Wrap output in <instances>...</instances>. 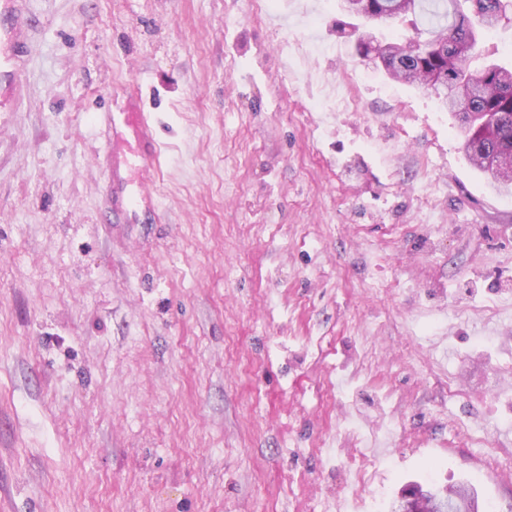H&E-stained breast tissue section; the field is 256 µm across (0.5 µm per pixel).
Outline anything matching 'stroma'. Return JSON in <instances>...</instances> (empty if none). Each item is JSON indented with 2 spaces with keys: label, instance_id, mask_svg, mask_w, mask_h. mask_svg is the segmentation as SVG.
<instances>
[{
  "label": "stroma",
  "instance_id": "obj_1",
  "mask_svg": "<svg viewBox=\"0 0 512 512\" xmlns=\"http://www.w3.org/2000/svg\"><path fill=\"white\" fill-rule=\"evenodd\" d=\"M0 87V512H512V194L340 0H25ZM138 82L163 223L107 224ZM364 466L365 481L353 474ZM24 1L15 0L14 11L9 15V20L0 26V38L5 39L10 46V59L8 78L16 93H21L24 87V58L27 53V44L23 30L25 18L22 4ZM436 510L435 512H454L455 510L448 504V498L443 500L442 504L437 508L427 506L422 496L414 489L402 491L398 505V512H426V510Z\"/></svg>",
  "mask_w": 512,
  "mask_h": 512
}]
</instances>
